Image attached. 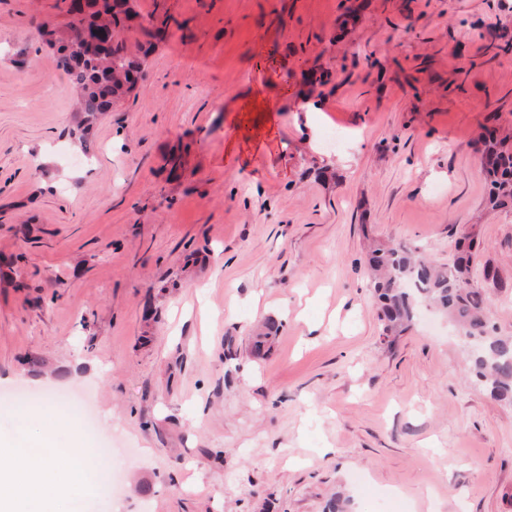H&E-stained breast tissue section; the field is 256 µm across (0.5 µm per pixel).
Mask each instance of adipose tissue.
<instances>
[{
	"mask_svg": "<svg viewBox=\"0 0 512 512\" xmlns=\"http://www.w3.org/2000/svg\"><path fill=\"white\" fill-rule=\"evenodd\" d=\"M68 423H61L54 432L44 431L40 424L29 423L27 438L33 452L17 453L9 447L0 448L7 464H0V512H44L42 505L50 495L62 494L70 481L80 479L91 483L98 468L89 449L83 448L77 436L71 435ZM69 433L68 447H61V433Z\"/></svg>",
	"mask_w": 512,
	"mask_h": 512,
	"instance_id": "1",
	"label": "adipose tissue"
}]
</instances>
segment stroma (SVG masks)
<instances>
[{"mask_svg": "<svg viewBox=\"0 0 512 512\" xmlns=\"http://www.w3.org/2000/svg\"><path fill=\"white\" fill-rule=\"evenodd\" d=\"M132 3L178 24L83 151L60 0H0V441L30 407L110 437V512H512V405L432 311L388 342L364 268L474 227L512 336V0ZM505 142L506 139H498L493 133L485 139L490 163L482 174L488 184V204L492 209L512 204V150Z\"/></svg>", "mask_w": 512, "mask_h": 512, "instance_id": "35a3bbf8", "label": "stroma"}]
</instances>
